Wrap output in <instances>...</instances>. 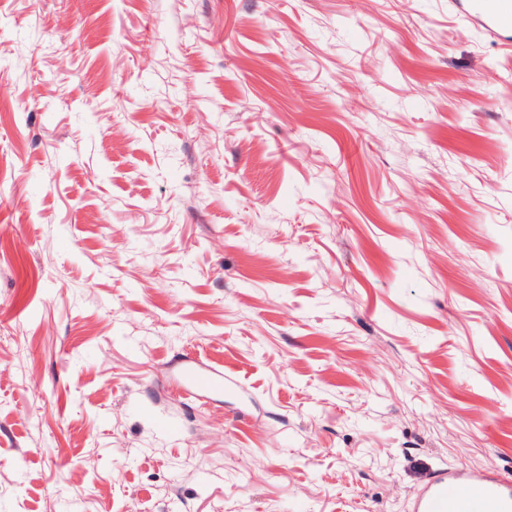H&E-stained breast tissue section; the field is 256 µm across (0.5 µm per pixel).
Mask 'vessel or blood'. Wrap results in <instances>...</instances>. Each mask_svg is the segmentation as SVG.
Here are the masks:
<instances>
[{"mask_svg": "<svg viewBox=\"0 0 512 512\" xmlns=\"http://www.w3.org/2000/svg\"><path fill=\"white\" fill-rule=\"evenodd\" d=\"M468 15L485 28H512V0H470ZM185 391L221 392L220 372L189 368ZM414 512H512V480L499 474L477 476L463 470H443L414 501Z\"/></svg>", "mask_w": 512, "mask_h": 512, "instance_id": "b4317fda", "label": "vessel or blood"}]
</instances>
